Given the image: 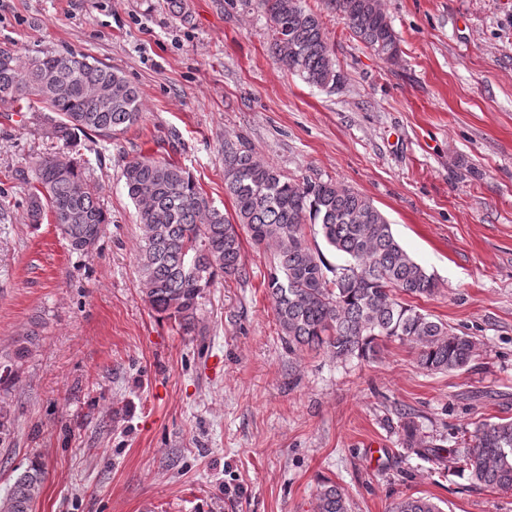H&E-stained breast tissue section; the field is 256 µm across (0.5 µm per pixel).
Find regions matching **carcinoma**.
Instances as JSON below:
<instances>
[{
  "label": "carcinoma",
  "instance_id": "1",
  "mask_svg": "<svg viewBox=\"0 0 512 512\" xmlns=\"http://www.w3.org/2000/svg\"><path fill=\"white\" fill-rule=\"evenodd\" d=\"M272 32L271 50L305 83L334 90L336 57L321 16L302 0H257ZM366 47L386 62L399 55V39L381 0H328ZM37 99L49 114L36 121L46 137L68 146L77 136L112 139L142 118L140 96L112 67L83 54L23 59L0 48V106ZM138 213V281L150 308L184 334L197 329L202 300L216 280L246 277L242 234L271 253L264 284L280 338L290 352H323L337 361L369 360L386 341L408 343L418 365L431 372L461 370L478 355V343L423 313L411 300L432 296L434 274L400 243L383 212L367 195L341 183L296 182L258 159L239 139L224 137L227 214L214 205L190 171L168 160L136 156L122 170ZM27 192L30 223L52 216L71 248L85 255L110 223L98 190L77 161L44 154L14 170ZM318 226L343 257L331 265L311 247L306 225ZM30 338L0 355V378L31 354ZM402 447L422 458L442 457L409 413L402 414ZM461 470L487 488L512 492V419L484 421L463 434ZM45 481L43 465L17 474L0 512H34ZM316 512H349L336 483H322ZM391 512H442L426 497H406Z\"/></svg>",
  "mask_w": 512,
  "mask_h": 512
}]
</instances>
